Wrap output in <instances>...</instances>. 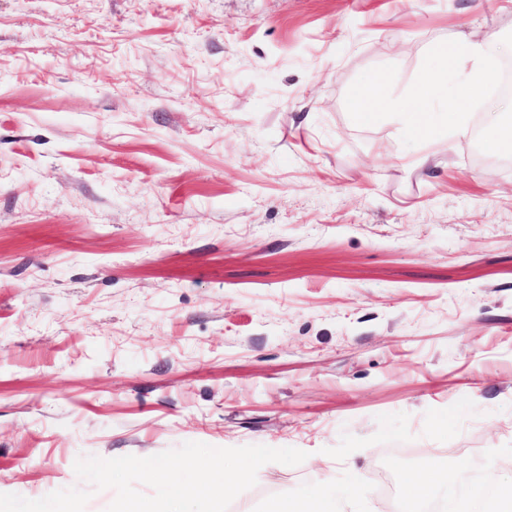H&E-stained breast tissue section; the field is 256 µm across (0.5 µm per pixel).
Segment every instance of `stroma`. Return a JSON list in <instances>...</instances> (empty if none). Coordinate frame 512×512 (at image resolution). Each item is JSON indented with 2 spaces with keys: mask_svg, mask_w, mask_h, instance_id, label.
<instances>
[{
  "mask_svg": "<svg viewBox=\"0 0 512 512\" xmlns=\"http://www.w3.org/2000/svg\"><path fill=\"white\" fill-rule=\"evenodd\" d=\"M471 31L512 0H0V493L189 441L307 452L228 512L511 480L512 156L345 106ZM412 496L415 501H422L433 497L434 485L452 484L457 487H466L470 483V475L464 469L451 472L438 471L430 476L413 475L408 480Z\"/></svg>",
  "mask_w": 512,
  "mask_h": 512,
  "instance_id": "stroma-1",
  "label": "stroma"
}]
</instances>
